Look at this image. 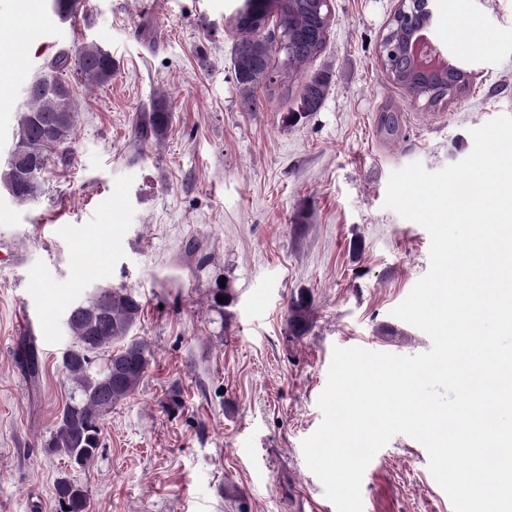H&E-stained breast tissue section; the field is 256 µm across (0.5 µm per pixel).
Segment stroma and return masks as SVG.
<instances>
[{"label":"stroma","instance_id":"1","mask_svg":"<svg viewBox=\"0 0 512 512\" xmlns=\"http://www.w3.org/2000/svg\"><path fill=\"white\" fill-rule=\"evenodd\" d=\"M239 2L81 0L77 18L29 40L34 64L0 107V169L26 90L58 52L95 41L117 69L92 88L70 76V160L51 167L35 200L0 185V512H59L55 485L67 473L91 512H336L302 450L322 420L333 348L431 347L392 314L429 270L430 237L384 208L387 183L415 161L434 172L462 160L471 129L512 116V0H432L456 21L449 51L485 42L469 87L434 108L383 73L379 42L398 0H330L326 48L306 68L327 74V93L293 123L303 80L280 67L256 90L257 111L240 104L230 23ZM161 95L167 134L136 142L135 119ZM386 108L399 121L391 140L378 131ZM102 253L106 264L75 281L78 256ZM34 272L41 287L27 285ZM120 285L141 297L131 335L153 358L105 417L95 462L73 472L43 449L70 391L68 313ZM223 285L233 299L219 306ZM302 290L311 329L295 336L288 301ZM28 336L33 381L16 361ZM428 463L421 443L391 438L364 473L363 512H454Z\"/></svg>","mask_w":512,"mask_h":512}]
</instances>
